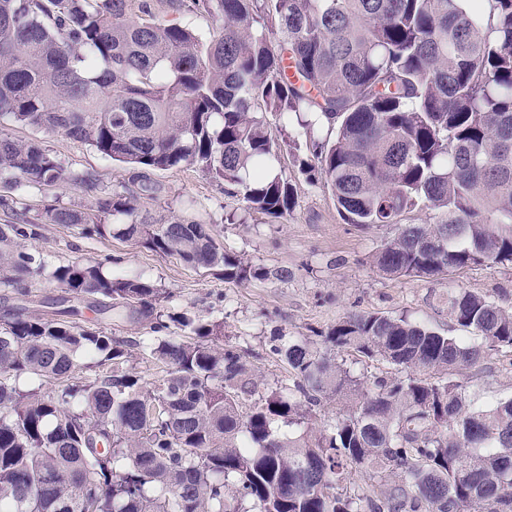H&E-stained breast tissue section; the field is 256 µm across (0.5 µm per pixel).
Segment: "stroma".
I'll return each instance as SVG.
<instances>
[{
	"instance_id": "stroma-1",
	"label": "stroma",
	"mask_w": 512,
	"mask_h": 512,
	"mask_svg": "<svg viewBox=\"0 0 512 512\" xmlns=\"http://www.w3.org/2000/svg\"><path fill=\"white\" fill-rule=\"evenodd\" d=\"M157 19L178 23L209 39L216 28L206 13L188 7L173 9L169 0H150ZM297 150L281 153L275 163L295 185L296 205L287 216L273 219L247 208L241 197L225 193L222 184L190 167L151 172L155 195L141 194L138 170L104 157L87 143L62 133L16 123L0 132L18 140L36 139L55 154L68 171L95 172L99 188L137 198L139 211L157 217L177 216L210 224L225 248L252 263L288 273L238 284L218 269L192 267L122 237H83L65 224H49L45 207L89 206L93 196L77 186L14 188L0 183V224H33L37 236L25 247L44 258L48 267L81 257L100 263L107 274L141 277L168 294L165 310L188 312L224 323V343L249 352L258 374L269 381H288L287 365L270 351V339L281 334L297 341L314 340L352 313L406 315L439 332L457 334L448 318V292L455 288L485 295L512 308V265L478 264L439 279H389L370 266L369 256L397 232L396 226L347 223L323 182L305 171L307 134L296 128ZM113 338L132 341L130 365L144 386H152L160 369L138 346L151 336L150 322L116 319L108 327ZM475 405L512 397V349L485 350L479 363L456 372Z\"/></svg>"
}]
</instances>
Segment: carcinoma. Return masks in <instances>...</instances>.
Here are the masks:
<instances>
[{
	"label": "carcinoma",
	"instance_id": "cac0c4a2",
	"mask_svg": "<svg viewBox=\"0 0 512 512\" xmlns=\"http://www.w3.org/2000/svg\"><path fill=\"white\" fill-rule=\"evenodd\" d=\"M221 31L203 40L146 0H0V121L62 132L117 162L192 166L282 218L295 206L272 169L296 145L266 114L317 127L304 167L351 224H397L371 257L390 279L512 264V0H192ZM0 181L74 184L83 209L44 219L118 233L224 279L288 278L224 249L209 224L138 212L97 192L37 140L0 131ZM424 205L434 224H401ZM0 224V286L45 261ZM67 296L0 323V512H512V398L474 407L452 374L512 348V308L448 291V318L480 337L406 316L351 314L316 342L272 339L291 381L263 386L224 322L162 309V289L77 258L54 268ZM72 298L110 319H148L163 375L127 368L129 344L66 319ZM175 325L184 336H162ZM406 372L365 384L336 352ZM29 376L38 385L22 388ZM345 414L312 423L322 403ZM302 427L284 433L280 425ZM370 481L362 491L351 482Z\"/></svg>",
	"mask_w": 512,
	"mask_h": 512
}]
</instances>
